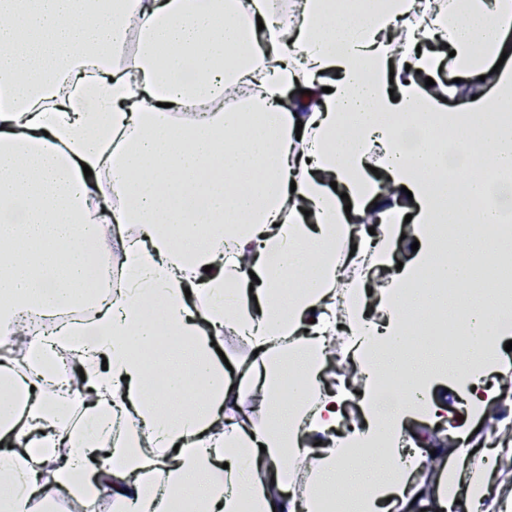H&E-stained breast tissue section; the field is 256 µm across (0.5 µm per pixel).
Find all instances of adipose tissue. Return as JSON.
Segmentation results:
<instances>
[{
  "label": "adipose tissue",
  "instance_id": "1",
  "mask_svg": "<svg viewBox=\"0 0 512 512\" xmlns=\"http://www.w3.org/2000/svg\"><path fill=\"white\" fill-rule=\"evenodd\" d=\"M511 33L512 0H295L285 18L272 0H0V335L30 303H86L108 227L141 231L118 240L117 295L92 323L27 336L21 359L51 393L0 367V512H55L61 491L83 506L111 494L112 512H348L352 495L358 512H422L429 490L441 512L490 499L512 512L495 481L512 439L477 449L452 431L435 456L455 467L433 485L404 439L411 419L447 426L438 381L473 420L497 410L512 296L476 284L480 306L452 324L478 344L447 369L407 368L427 403L385 413L377 390L403 367L404 308L443 306L444 286L469 280L466 259L512 263V68L489 65ZM429 34L487 90L436 82L439 58L417 50ZM300 86L315 95L305 111L288 99ZM480 119L474 142L464 130ZM436 224L452 260L437 258ZM401 240L418 249L398 268ZM293 271L304 284L284 304ZM163 328L179 345L152 370L144 353ZM227 331L258 351L242 377L265 420L234 410L240 388L214 348ZM65 355L82 375L57 376ZM289 372L301 401L278 396ZM189 384L195 406L167 401ZM348 400L361 421L346 427ZM295 459L311 474L300 486Z\"/></svg>",
  "mask_w": 512,
  "mask_h": 512
}]
</instances>
